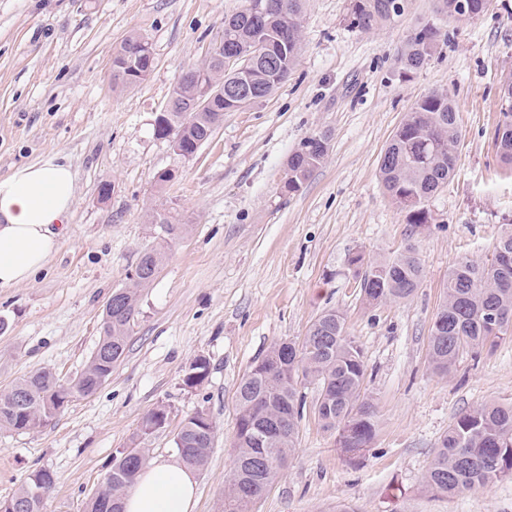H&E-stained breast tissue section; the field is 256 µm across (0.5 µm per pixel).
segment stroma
<instances>
[{"instance_id": "35a3bbf8", "label": "stroma", "mask_w": 512, "mask_h": 512, "mask_svg": "<svg viewBox=\"0 0 512 512\" xmlns=\"http://www.w3.org/2000/svg\"><path fill=\"white\" fill-rule=\"evenodd\" d=\"M437 0H409L375 31L350 28V0H306L302 51L273 94L224 115L193 158L154 133L182 71L201 62L242 0H0V178L58 155L75 175L58 251L30 280L0 288V389L47 368L79 375L99 340L105 304L144 248L164 254L141 290L123 360L92 395L74 399L35 432L0 430V501L38 469L54 487L42 512H85L116 452L176 456L194 412L216 425L197 471L196 512H224L235 454L237 386L273 343L298 342L323 309L343 314L362 345L365 391L377 421L370 447L348 458L324 429L313 385L296 448L253 512H512V478L446 496L424 487L427 468L464 410L512 403V335L463 357L452 377L428 364L429 330L449 266L490 258L512 225V169L497 154L499 86L512 74V0L476 17H436ZM443 32L423 67L398 55L423 21ZM154 50L151 74L117 89L109 63L130 35ZM448 93L462 132L453 178L426 204L425 229L407 224L379 180V160L416 101ZM329 132L326 162L299 192L282 191L284 161ZM173 179L157 187L155 177ZM108 196H101V185ZM171 212L187 230L161 242L146 213ZM418 249L422 285L405 301L370 307L347 259ZM199 356L209 375L183 378ZM165 408L164 426L141 432Z\"/></svg>"}]
</instances>
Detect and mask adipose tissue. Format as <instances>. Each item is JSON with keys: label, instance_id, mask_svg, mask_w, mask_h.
I'll return each instance as SVG.
<instances>
[{"label": "adipose tissue", "instance_id": "1", "mask_svg": "<svg viewBox=\"0 0 512 512\" xmlns=\"http://www.w3.org/2000/svg\"><path fill=\"white\" fill-rule=\"evenodd\" d=\"M74 203V174L57 156L0 179V288L29 279L57 251ZM195 476L180 461L154 462L123 498L124 512H194Z\"/></svg>", "mask_w": 512, "mask_h": 512}]
</instances>
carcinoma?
<instances>
[{
	"instance_id": "cac0c4a2",
	"label": "carcinoma",
	"mask_w": 512,
	"mask_h": 512,
	"mask_svg": "<svg viewBox=\"0 0 512 512\" xmlns=\"http://www.w3.org/2000/svg\"><path fill=\"white\" fill-rule=\"evenodd\" d=\"M275 8L263 15L247 14L242 7L224 18L220 38L230 51L251 53L254 37L263 43L261 54L251 59L249 69L239 74L221 72L210 62L205 70L210 79H224V98L216 108L204 112L184 107L167 113L155 134L166 137L167 128L183 132L182 147L197 152L224 121V113L237 111L239 96L254 99L269 96L284 83L297 63L302 40L304 0H272ZM406 9L408 0H351L349 26L369 31L400 16L394 4ZM441 30L432 20L421 23L410 34L401 53L403 73L422 67L431 56ZM139 36L131 35L112 54V82L127 88L137 84L132 73L144 69L132 53ZM196 86L191 75L179 77L173 95L185 104L194 99ZM501 112L512 116V76L500 88ZM461 133L457 108L446 92L419 98L407 118L394 132L379 165V179L386 193L405 212L406 223L416 227L429 223L425 202L454 175ZM495 142L500 161L512 167V121L499 124ZM329 136L318 133L306 138L288 159L283 190L300 191L313 171L328 157ZM149 221L164 235L176 237L186 225L175 224L164 213L154 211ZM163 253L147 247L123 288L112 292V308L103 316L96 349L84 370L63 384L55 375L40 369L0 390V430L34 432L51 421L72 399L94 393L112 375L124 356L132 324L139 314V292L157 274ZM357 267L361 291L369 303L398 302L410 298L423 279V267L414 244H406L389 258L367 261L360 255L348 259ZM512 330V231L497 239L492 258H469L448 269L443 299L429 336V365L447 377L460 357L494 347ZM295 352L286 354L274 344L242 377L237 389L235 423V467L224 483V512H251L256 501L274 482L299 433L306 405L300 386H316L315 409L324 428L336 433V443L348 452L363 450L376 432L374 407L366 395L367 365L362 345L347 334L345 318L334 309L324 310L309 326ZM209 373V361L199 356L188 366L184 385L200 386ZM216 426L198 410L187 417L175 445L183 464L201 470L207 464ZM146 464L127 452L117 451L112 467L86 512H123L122 499ZM512 477V404L483 403L460 414L448 427L430 462L426 486L435 492L455 495L474 491L503 478ZM54 477L39 469L7 501L4 512H41L35 495Z\"/></svg>"
}]
</instances>
